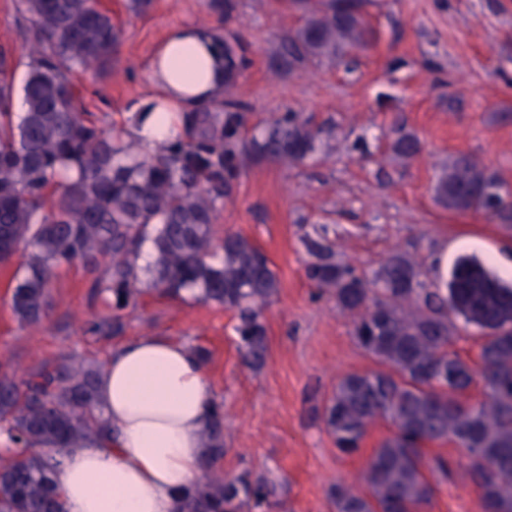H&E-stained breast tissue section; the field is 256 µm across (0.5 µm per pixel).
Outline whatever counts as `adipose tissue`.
<instances>
[{"label": "adipose tissue", "mask_w": 512, "mask_h": 512, "mask_svg": "<svg viewBox=\"0 0 512 512\" xmlns=\"http://www.w3.org/2000/svg\"><path fill=\"white\" fill-rule=\"evenodd\" d=\"M216 30L188 22L171 29L149 66L145 113L127 136L146 149L179 137V115L224 95ZM112 439H73L52 478L64 512H176L203 476L201 434L216 397L188 345L142 336L113 350L98 382Z\"/></svg>", "instance_id": "obj_1"}]
</instances>
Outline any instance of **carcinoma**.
Listing matches in <instances>:
<instances>
[{
	"label": "carcinoma",
	"instance_id": "1",
	"mask_svg": "<svg viewBox=\"0 0 512 512\" xmlns=\"http://www.w3.org/2000/svg\"><path fill=\"white\" fill-rule=\"evenodd\" d=\"M302 23L279 48V63L341 61L366 51L376 31L352 0H295ZM228 22L236 0H206ZM31 22L26 112L15 117L14 74L19 62L0 45V266L22 259L13 274L10 308L25 324L44 320L49 288L61 267L83 265L93 275L90 296L109 294L110 314L88 322L93 336L124 331L123 312L155 297L193 300L234 312L243 362L261 368L267 354L266 306L280 281L263 252L234 232L216 236L214 224L240 176L244 157L284 167L304 162L324 130L298 112L250 123L252 106L235 95L248 64L238 35L225 45L224 98L181 113L183 135L152 150L106 127L82 99L75 75L112 70L121 20L104 0H18ZM393 153L413 159L419 138L391 129ZM75 172L74 177L64 173ZM434 201L454 212L480 211L512 229V193L488 168L457 155L433 184ZM153 260H138L145 242ZM310 256L304 272L318 295L329 294L351 317L356 345L378 369L343 376L312 407L343 455L360 451L369 426L387 421L391 432L371 454L366 490L336 484L335 512H417L430 503L429 467L448 479L452 464L426 460V448L448 442L464 449L465 474L482 512H512V283L463 255L448 279L429 283L408 254H391L372 275L336 262L326 226L303 237ZM109 259L106 267L101 260ZM481 331L477 361L452 350L460 332ZM101 367L67 359L24 379L0 372V424L9 448L0 465V512H63L52 473L75 437H112V422L97 396ZM482 384L483 399L466 393ZM203 479L189 488L177 512H273L280 484L249 470L227 475L224 412L216 403L203 432Z\"/></svg>",
	"mask_w": 512,
	"mask_h": 512
}]
</instances>
